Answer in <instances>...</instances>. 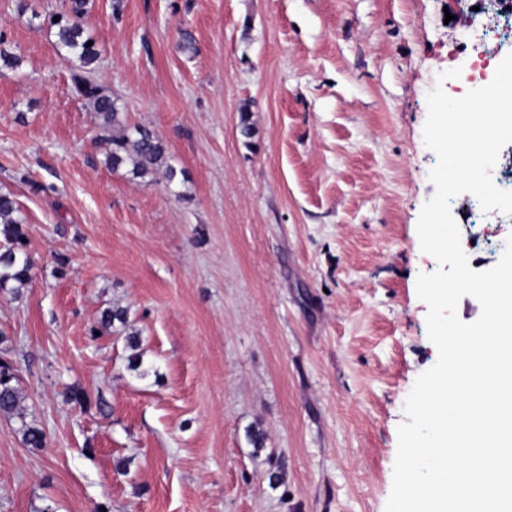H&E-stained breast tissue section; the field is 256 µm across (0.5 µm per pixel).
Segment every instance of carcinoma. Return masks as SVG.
I'll list each match as a JSON object with an SVG mask.
<instances>
[{
    "label": "carcinoma",
    "mask_w": 512,
    "mask_h": 512,
    "mask_svg": "<svg viewBox=\"0 0 512 512\" xmlns=\"http://www.w3.org/2000/svg\"><path fill=\"white\" fill-rule=\"evenodd\" d=\"M87 5L88 0H71L70 16L61 17L53 23L56 27L55 45L59 51L78 62L71 77V90L90 103L99 120V127L112 131L104 163L115 172L123 170L132 178L141 180L153 177L156 171L163 168L168 182L172 183L177 177V170L169 163L164 142L147 126L131 128L126 125L122 106L117 99L105 93L92 79L100 51L94 44L87 45L90 37L84 35L80 23ZM17 212L16 201L11 194L0 193V224L8 242L0 249V288L8 286L16 296L31 283L33 268L28 254L21 249L22 220L16 216ZM116 321L127 325L126 311L119 306L107 308L102 311L95 331L109 332ZM14 380L12 367L0 362V415L17 417L25 444L31 448H41L45 435L42 429L19 413L21 396Z\"/></svg>",
    "instance_id": "carcinoma-1"
}]
</instances>
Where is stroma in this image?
<instances>
[{
	"instance_id": "1",
	"label": "stroma",
	"mask_w": 512,
	"mask_h": 512,
	"mask_svg": "<svg viewBox=\"0 0 512 512\" xmlns=\"http://www.w3.org/2000/svg\"><path fill=\"white\" fill-rule=\"evenodd\" d=\"M28 2L0 0L20 60L0 192L34 264L22 296L0 290V361L46 443L0 416V512H385L405 401L438 360L416 289L438 267L417 234L426 97L470 65L484 0H89L93 79L162 139L172 183L105 166L47 22L69 0ZM469 203L450 208L484 271L512 214L474 231ZM114 305L127 325L96 334Z\"/></svg>"
}]
</instances>
